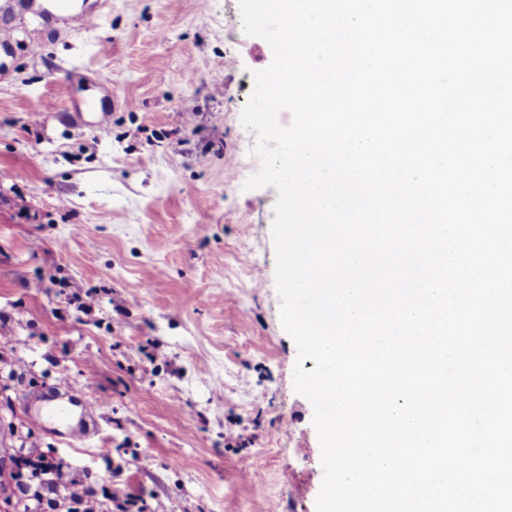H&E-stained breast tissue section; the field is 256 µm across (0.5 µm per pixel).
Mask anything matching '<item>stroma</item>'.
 <instances>
[{
  "label": "stroma",
  "instance_id": "1",
  "mask_svg": "<svg viewBox=\"0 0 512 512\" xmlns=\"http://www.w3.org/2000/svg\"><path fill=\"white\" fill-rule=\"evenodd\" d=\"M14 26L0 76L6 495H46L53 464L95 512H255L260 491L278 512H315L321 448L293 385L315 363L280 322L277 191L236 174L269 44L244 33L239 0H108L76 37ZM73 97L96 98L102 120L63 115ZM61 384L91 406L94 433L73 447L26 407Z\"/></svg>",
  "mask_w": 512,
  "mask_h": 512
}]
</instances>
